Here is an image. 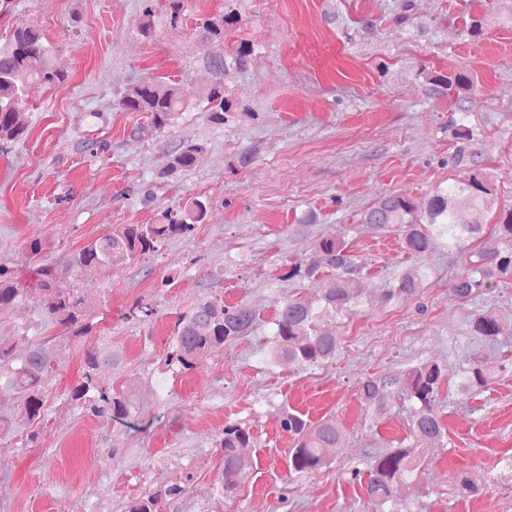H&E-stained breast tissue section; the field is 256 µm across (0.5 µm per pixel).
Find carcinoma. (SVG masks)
<instances>
[{"label":"carcinoma","mask_w":512,"mask_h":512,"mask_svg":"<svg viewBox=\"0 0 512 512\" xmlns=\"http://www.w3.org/2000/svg\"><path fill=\"white\" fill-rule=\"evenodd\" d=\"M138 32L152 38L164 26L176 27L190 19L186 0H141ZM243 0H224V10L195 18L198 54L195 59L207 69L211 83L199 92L188 91L168 78L147 76L127 89L117 100L122 111L142 112L150 128L158 133L174 126L179 115L190 104L202 107L207 121L226 125L229 121L248 116V108L238 103L226 88L231 75L248 72L255 45L247 40H233L231 35L242 21ZM54 48L42 29L22 21L8 41L0 45V151L26 137L28 107L26 89L39 82L55 85L67 75L53 64ZM432 93L448 96L456 118L450 124L453 138L474 140L469 125L471 107L480 88L466 72L450 70L419 71ZM205 152L198 142H182L172 149L159 173L162 178H174L193 168ZM467 179H450L438 183L422 199L389 193L379 197L361 214V223L377 231L398 228L402 248L406 253L422 257L435 242L450 250L466 248L483 232L482 216L496 205L494 181L482 167L481 153L468 158ZM209 203L199 197L189 198L162 213L152 224H115L104 235L86 243L72 253L65 271L75 275L90 266L112 268L138 262L157 251L158 246L176 236H191L205 223ZM468 211L474 221L463 224L458 214ZM495 232L501 247L494 251H478L474 260L453 280L452 296L469 301L474 296L498 287L503 279L512 277V209L497 212ZM319 259L311 263H294L283 279L304 281L322 275L323 288L313 299L297 293L288 297L271 321L266 361L286 362L304 366L323 363L336 355L337 336L325 332L322 326L334 322L360 304L353 288L360 264L349 251L345 235L331 234L319 240ZM36 287L18 288L12 272L0 266V307L31 301L49 322L62 326L73 336H85L91 325L85 321L84 300L72 288L62 285L58 270L41 265L37 270ZM427 271L416 266L403 271L394 287L384 290L383 297L412 296L423 286ZM259 321L256 311L245 303L226 305L208 297L197 301L178 316L174 334L168 341L164 357L166 369L184 373L194 367L195 359L248 335ZM473 335L492 341L504 330L503 319L491 311L473 315ZM53 357L42 343H31L22 356L15 346L0 343V394L9 393L18 402L15 421H5L6 431L13 427L30 426L44 413L45 392L52 379ZM117 363L112 349L93 345L84 352L83 370L77 385L69 391L68 402L88 409L99 418L122 419L129 415L125 398L102 383L98 373L105 366ZM446 377V369L437 363H423L407 370L403 376L380 382L367 380L359 387L361 402L379 416L388 411L391 396L402 395L410 404L411 443L403 448L371 451L372 464L367 473L366 491L376 506V512H413L402 492L417 480L429 445L445 447L446 428L440 410L438 394ZM493 381L492 371L478 355L471 356L457 383L462 396L477 395ZM282 430L292 439L290 466L302 474L317 472L332 463L328 456L344 440L345 433L330 417L311 421L295 409H284ZM254 447V435L245 421L227 422L219 439L223 465L217 477V490L225 496L235 493L244 474L254 463L248 449ZM193 476L179 478L160 493L134 498L127 512H157L162 498L175 499L183 495Z\"/></svg>","instance_id":"carcinoma-1"}]
</instances>
